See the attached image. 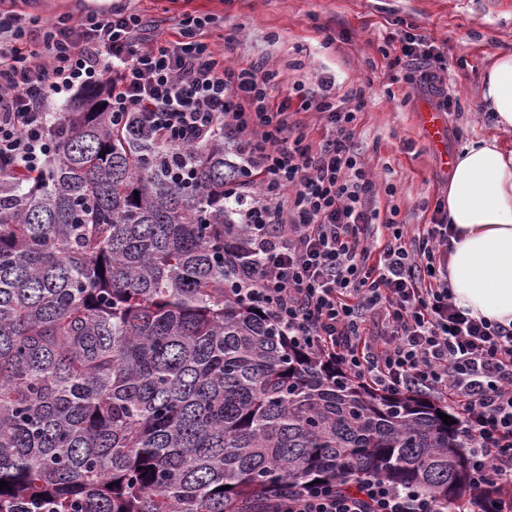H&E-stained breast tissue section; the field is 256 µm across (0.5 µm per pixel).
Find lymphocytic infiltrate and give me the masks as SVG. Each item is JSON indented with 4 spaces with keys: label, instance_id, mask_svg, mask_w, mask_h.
<instances>
[{
    "label": "lymphocytic infiltrate",
    "instance_id": "lymphocytic-infiltrate-1",
    "mask_svg": "<svg viewBox=\"0 0 512 512\" xmlns=\"http://www.w3.org/2000/svg\"><path fill=\"white\" fill-rule=\"evenodd\" d=\"M210 15L187 14L162 37L155 20L118 0L110 10L58 17L33 40L26 14L0 9V184L36 186L58 145L59 99L107 82L116 118L151 143L191 146L223 132L254 180L238 201L261 269L246 290L292 341L338 361L386 393L422 390L449 402L475 444L472 491L441 509L430 496L375 478L354 488L314 485L288 512H512V325L470 316L453 300L451 228L435 218L408 232L381 213L355 143L362 90L323 82L278 92L266 59L230 64L237 41L203 36ZM439 46L408 33L394 60L405 81L448 110ZM331 127L307 142L298 116Z\"/></svg>",
    "mask_w": 512,
    "mask_h": 512
}]
</instances>
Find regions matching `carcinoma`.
I'll use <instances>...</instances> for the list:
<instances>
[{"label": "carcinoma", "mask_w": 512, "mask_h": 512, "mask_svg": "<svg viewBox=\"0 0 512 512\" xmlns=\"http://www.w3.org/2000/svg\"><path fill=\"white\" fill-rule=\"evenodd\" d=\"M59 125L39 189H0V512H280L367 475L471 490L452 409L350 377L238 293L260 258L224 134L183 179L102 102Z\"/></svg>", "instance_id": "obj_1"}]
</instances>
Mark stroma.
Instances as JSON below:
<instances>
[{"label":"stroma","instance_id":"35a3bbf8","mask_svg":"<svg viewBox=\"0 0 512 512\" xmlns=\"http://www.w3.org/2000/svg\"><path fill=\"white\" fill-rule=\"evenodd\" d=\"M133 8L160 20L208 14L207 33L223 46L236 37L233 60L246 65L267 57L280 73L282 92L335 80L343 93L364 87L355 140L366 170L378 181V201L398 210L408 228L429 223L448 196L449 169L420 125L424 91L407 84L392 61L400 37L415 29L445 47L448 85L455 104L443 113L449 154L488 135L512 144V130H496L483 104L484 76L494 58L512 52V0H133Z\"/></svg>","mask_w":512,"mask_h":512}]
</instances>
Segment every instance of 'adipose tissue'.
<instances>
[{"label":"adipose tissue","instance_id":"obj_1","mask_svg":"<svg viewBox=\"0 0 512 512\" xmlns=\"http://www.w3.org/2000/svg\"><path fill=\"white\" fill-rule=\"evenodd\" d=\"M484 86L496 127L512 129V54L496 57ZM447 215L456 304L474 317L512 323V146L495 136L464 146L448 183Z\"/></svg>","mask_w":512,"mask_h":512}]
</instances>
